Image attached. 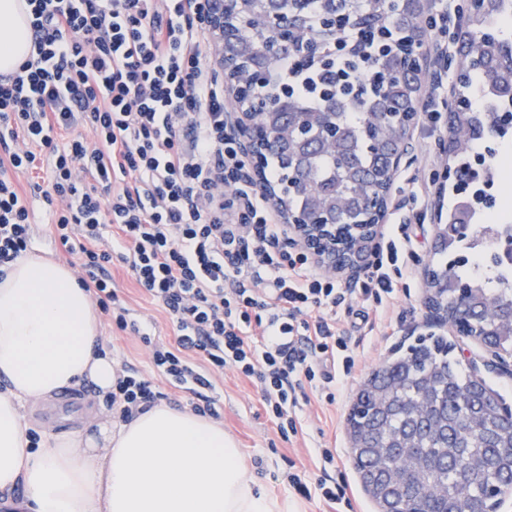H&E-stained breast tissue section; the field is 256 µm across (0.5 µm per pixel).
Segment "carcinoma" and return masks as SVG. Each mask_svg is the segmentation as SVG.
I'll return each mask as SVG.
<instances>
[{
    "label": "carcinoma",
    "instance_id": "carcinoma-1",
    "mask_svg": "<svg viewBox=\"0 0 512 512\" xmlns=\"http://www.w3.org/2000/svg\"><path fill=\"white\" fill-rule=\"evenodd\" d=\"M419 0H318V19H313L311 0H278L277 9L289 20L303 23L307 39L341 38L344 28L361 30L380 46L372 57L376 76L365 91L340 94L308 106L288 96V128L306 138L318 139L321 112L333 113L341 135L336 145H324L302 157L300 170L288 168L283 149L269 146L265 165L278 172L279 201L300 206V194L336 214L349 225L370 223L371 197L383 195L377 173L384 154L395 147L403 133L402 113L417 102V79L422 66L416 48L425 30ZM235 39L224 53L243 62L257 57L276 29L269 25L265 0H232L228 13ZM512 19V0H477L467 16L468 37L459 41L450 65L456 71V96L450 108L448 137L459 141L449 153L458 180L469 178L470 152L474 143L496 132L500 109L512 102V60L497 47H512V35L503 31ZM477 87L491 109L474 110L466 103L471 87ZM355 110L352 120L344 111ZM474 206L464 199L448 208L445 223L451 225L448 240L430 265L432 274L446 287L440 289V310L462 317L468 333L512 352V285L499 273L479 285L459 270L464 261L458 252L467 247L473 225L459 220L473 217ZM485 387L465 373L454 357L448 338L431 332L417 337L390 363L381 364L364 382L350 414V438L369 447L355 459L364 490L380 512L398 507L403 512H451L464 501L467 512H491L494 499L512 481V428L499 407L487 399ZM424 397L430 414L448 420V433L431 429L429 418L407 415V404ZM426 456L439 466L438 481L445 492L424 503L418 489L393 481L404 465L403 457Z\"/></svg>",
    "mask_w": 512,
    "mask_h": 512
}]
</instances>
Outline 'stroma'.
<instances>
[{
    "mask_svg": "<svg viewBox=\"0 0 512 512\" xmlns=\"http://www.w3.org/2000/svg\"><path fill=\"white\" fill-rule=\"evenodd\" d=\"M444 140V135L416 129L408 161L391 184L387 207L396 210L397 221L406 224L414 257L403 280L405 289L394 300L386 317L372 327L364 324L353 327L355 367L351 375L337 381L335 401L310 395L298 412L301 431L285 442L279 439L275 426L265 414L255 387L228 370L214 377L218 421L225 433L235 440L259 487L270 496L296 505L297 512H325L326 507L319 497L305 499L297 495L284 482L283 474L292 465L316 472L320 465L318 451L322 448L335 451L336 464L329 472L334 478L346 481L351 503L349 512H378L376 503L364 491L354 471L347 415L361 385L383 361L393 357L395 347L407 342L410 336L426 331L428 287L422 272L436 258L430 215L433 209L443 212L448 209L447 200L437 195L445 162ZM410 181L426 188L423 204L414 203L405 192L404 187ZM29 198L36 215L32 256L78 270V258L58 253L49 235V209L41 194L33 192ZM110 272L115 288L152 339L163 343L173 341L174 326L162 308L137 286L121 264H112ZM100 320L103 344L112 349L115 361L132 365L143 374H152L148 346L137 335L113 327L108 315H101Z\"/></svg>",
    "mask_w": 512,
    "mask_h": 512,
    "instance_id": "stroma-1",
    "label": "stroma"
}]
</instances>
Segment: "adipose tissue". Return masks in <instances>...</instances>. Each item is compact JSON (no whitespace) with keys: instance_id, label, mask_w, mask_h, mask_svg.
Returning <instances> with one entry per match:
<instances>
[{"instance_id":"obj_1","label":"adipose tissue","mask_w":512,"mask_h":512,"mask_svg":"<svg viewBox=\"0 0 512 512\" xmlns=\"http://www.w3.org/2000/svg\"><path fill=\"white\" fill-rule=\"evenodd\" d=\"M30 49L20 0H0V72ZM99 342L68 267L27 257L0 278V512H290L257 490L221 424L165 404L127 424L97 421L93 438L48 433L29 449V406L86 380L111 391L116 363Z\"/></svg>"}]
</instances>
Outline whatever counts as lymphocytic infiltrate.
Listing matches in <instances>:
<instances>
[{
	"instance_id": "1",
	"label": "lymphocytic infiltrate",
	"mask_w": 512,
	"mask_h": 512,
	"mask_svg": "<svg viewBox=\"0 0 512 512\" xmlns=\"http://www.w3.org/2000/svg\"><path fill=\"white\" fill-rule=\"evenodd\" d=\"M32 53L0 75V277L26 255L33 213L13 174L48 175L43 198L78 281L119 330L138 331L107 267L120 260L176 327L152 344L154 376L124 365L105 402L127 423L164 400L165 379L214 415L209 369H231L258 391L282 439L297 434L308 391L334 400L355 359L341 317L385 315L397 296L407 237L377 248L358 288L322 275L288 243L277 209L255 191L224 117L232 105L200 47L207 0H26ZM347 30L331 62L338 86L369 83V54L350 58ZM264 91L312 104L313 76L296 60ZM65 143H56L58 134ZM289 488L337 512L345 485L288 469Z\"/></svg>"
}]
</instances>
